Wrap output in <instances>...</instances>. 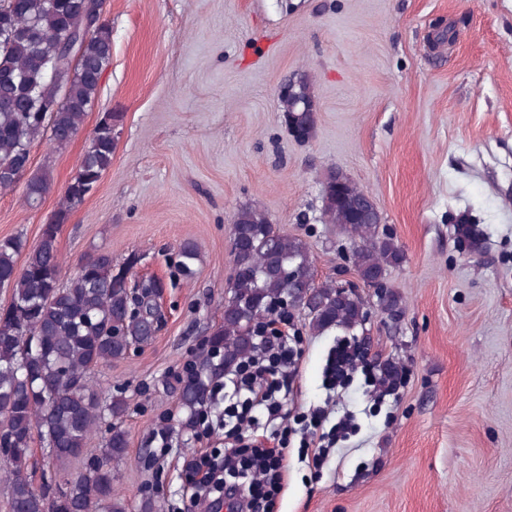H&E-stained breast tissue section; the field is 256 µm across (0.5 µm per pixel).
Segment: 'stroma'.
Masks as SVG:
<instances>
[{
	"label": "stroma",
	"instance_id": "obj_1",
	"mask_svg": "<svg viewBox=\"0 0 512 512\" xmlns=\"http://www.w3.org/2000/svg\"><path fill=\"white\" fill-rule=\"evenodd\" d=\"M112 64L93 109L65 146L31 149L30 174L51 187L29 205L0 191V240H38L101 117L120 112L112 164L58 235L61 277L100 251L162 288L153 341L94 371L126 399L129 450L114 487L128 512L154 495L156 512H214L193 493L185 460L224 449V424L181 437L175 379L219 324L234 273L232 223L262 209L305 242L316 283L334 280L348 229L320 220L328 170L374 199L401 247L386 282L401 316L360 299L371 323L312 332L302 308L292 393L274 429H287L281 489L268 512H512V0H105ZM306 75L319 110L306 144L288 133L278 88ZM467 219L481 233L459 238ZM192 243V278L179 247ZM403 372L377 400L363 370L326 384L340 341ZM354 428L327 449L308 446L313 411ZM154 453L153 470L141 458Z\"/></svg>",
	"mask_w": 512,
	"mask_h": 512
}]
</instances>
